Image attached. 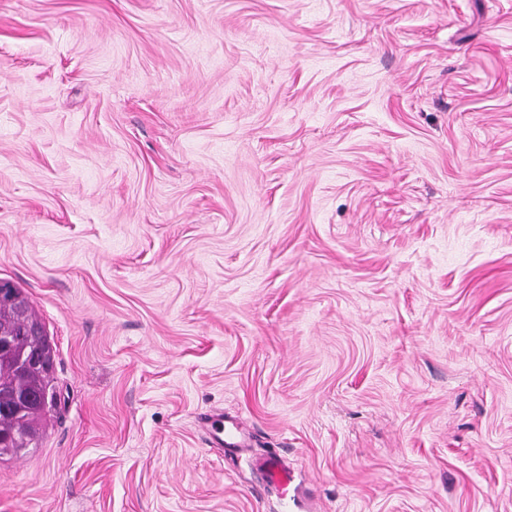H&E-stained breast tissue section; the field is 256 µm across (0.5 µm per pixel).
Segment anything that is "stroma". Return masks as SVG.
Listing matches in <instances>:
<instances>
[{
    "instance_id": "obj_1",
    "label": "stroma",
    "mask_w": 512,
    "mask_h": 512,
    "mask_svg": "<svg viewBox=\"0 0 512 512\" xmlns=\"http://www.w3.org/2000/svg\"><path fill=\"white\" fill-rule=\"evenodd\" d=\"M0 279V512H512V0H0ZM15 296L0 303V344L9 346L8 351L0 355V458L17 456L30 445H37L47 418L57 408L56 395L52 384L54 350L40 321L34 316L27 297L9 281ZM27 323L41 326H28L27 336H22L20 317ZM29 336H41L40 346L50 362L48 369H28L25 366L27 354L33 344ZM42 405L36 398L45 390ZM27 397H34L27 402ZM3 444V447H1ZM1 448L2 451H1ZM224 415L212 416L211 429L208 430L212 447L221 448L226 454H237L248 446V436L242 426L234 419L223 420ZM266 486L281 488L285 491L293 480L288 461L279 454H271L257 461Z\"/></svg>"
}]
</instances>
